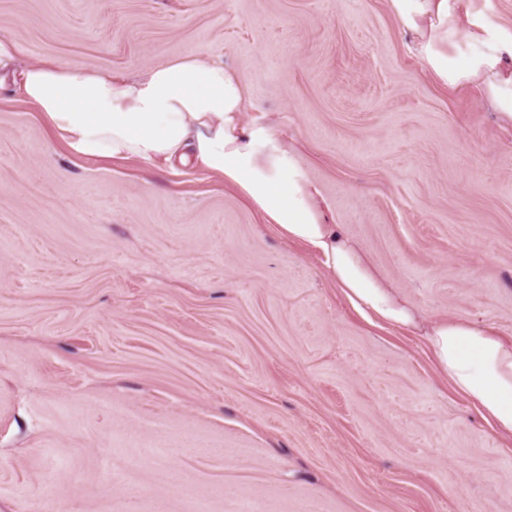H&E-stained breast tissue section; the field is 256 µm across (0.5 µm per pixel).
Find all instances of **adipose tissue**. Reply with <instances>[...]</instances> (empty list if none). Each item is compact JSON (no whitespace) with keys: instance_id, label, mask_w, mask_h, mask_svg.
Returning a JSON list of instances; mask_svg holds the SVG:
<instances>
[{"instance_id":"adipose-tissue-1","label":"adipose tissue","mask_w":512,"mask_h":512,"mask_svg":"<svg viewBox=\"0 0 512 512\" xmlns=\"http://www.w3.org/2000/svg\"><path fill=\"white\" fill-rule=\"evenodd\" d=\"M400 26L413 30L426 70L448 87L476 85L512 125V56L453 0H389ZM475 50L455 55L459 35ZM22 93L67 152L88 159L193 161L241 194L288 241L314 248L326 274L361 314L420 330L439 373L502 437L512 440V346L467 320L426 321L379 276L359 243L326 223L321 192L277 119L245 118L248 91L223 62L188 53L144 77L115 80L83 68L27 66Z\"/></svg>"}]
</instances>
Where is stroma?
Returning a JSON list of instances; mask_svg holds the SVG:
<instances>
[{"label":"stroma","mask_w":512,"mask_h":512,"mask_svg":"<svg viewBox=\"0 0 512 512\" xmlns=\"http://www.w3.org/2000/svg\"><path fill=\"white\" fill-rule=\"evenodd\" d=\"M454 5L512 40V0ZM0 38L116 79L222 60L425 319L512 342V126L387 0H0ZM0 512H512V442L233 185L71 158L8 80Z\"/></svg>","instance_id":"1"}]
</instances>
